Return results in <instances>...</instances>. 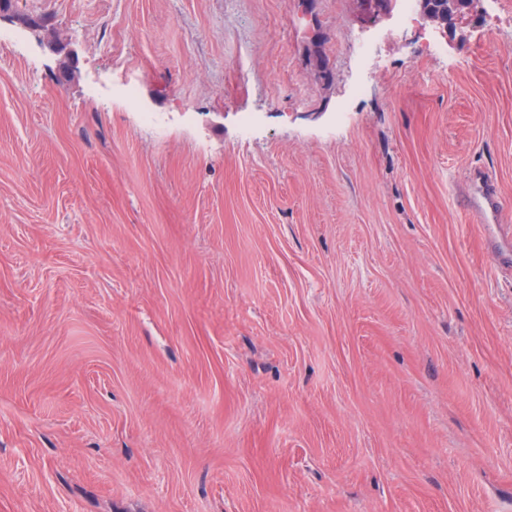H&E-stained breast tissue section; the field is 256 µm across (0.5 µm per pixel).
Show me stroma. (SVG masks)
Returning a JSON list of instances; mask_svg holds the SVG:
<instances>
[{"mask_svg":"<svg viewBox=\"0 0 512 512\" xmlns=\"http://www.w3.org/2000/svg\"><path fill=\"white\" fill-rule=\"evenodd\" d=\"M502 6L441 56L362 0L0 13V512H512V267L457 189L512 228ZM463 184L474 219L483 224H496L502 202L494 179L484 172H474L466 176Z\"/></svg>","mask_w":512,"mask_h":512,"instance_id":"obj_1","label":"stroma"}]
</instances>
